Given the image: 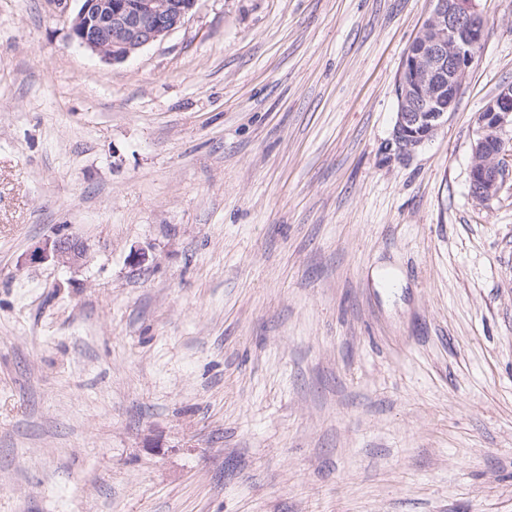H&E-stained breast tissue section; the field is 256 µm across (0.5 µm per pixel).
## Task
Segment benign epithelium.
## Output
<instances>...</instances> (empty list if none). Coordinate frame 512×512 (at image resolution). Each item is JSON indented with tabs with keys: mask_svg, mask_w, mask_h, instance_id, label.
Here are the masks:
<instances>
[{
	"mask_svg": "<svg viewBox=\"0 0 512 512\" xmlns=\"http://www.w3.org/2000/svg\"><path fill=\"white\" fill-rule=\"evenodd\" d=\"M71 19V37L106 61L121 63L180 28L196 0H80ZM395 81L396 120L388 149L399 158L431 140L454 104L485 40V19L477 0H431ZM512 84L501 86L476 114L471 143V196H496L512 156ZM82 250L66 239L47 241L32 251L38 260L62 264Z\"/></svg>",
	"mask_w": 512,
	"mask_h": 512,
	"instance_id": "7a95c632",
	"label": "benign epithelium"
}]
</instances>
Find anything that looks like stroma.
<instances>
[{
  "instance_id": "35a3bbf8",
  "label": "stroma",
  "mask_w": 512,
  "mask_h": 512,
  "mask_svg": "<svg viewBox=\"0 0 512 512\" xmlns=\"http://www.w3.org/2000/svg\"><path fill=\"white\" fill-rule=\"evenodd\" d=\"M478 4L399 160L430 0H196L121 63L0 0V512H512V167L469 191L512 0ZM431 5L395 81L396 120L387 145L398 158L434 137L485 40L477 0H431ZM80 246L66 239L47 241L32 251L30 257L38 260H45L53 257L62 264H71L82 255ZM31 258V259H32Z\"/></svg>"
}]
</instances>
